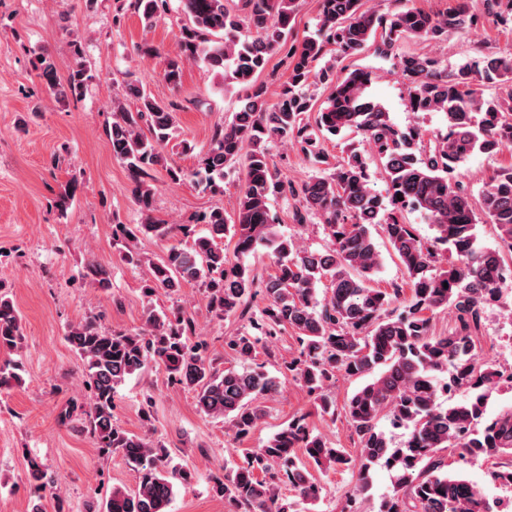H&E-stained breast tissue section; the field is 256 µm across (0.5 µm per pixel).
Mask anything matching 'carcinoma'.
I'll use <instances>...</instances> for the list:
<instances>
[{"mask_svg": "<svg viewBox=\"0 0 512 512\" xmlns=\"http://www.w3.org/2000/svg\"><path fill=\"white\" fill-rule=\"evenodd\" d=\"M297 3L237 0L231 6L229 0H180L185 25L179 51L167 58L166 82L179 86L184 61L198 58L224 80V87L250 88L234 120L215 126L195 172L167 164L176 124L174 103L157 101L136 79L126 84L136 109L112 100L107 140L113 157L127 170L144 215L134 232L119 227L131 242L139 234L164 238L171 233V226L153 215L157 167L165 169L173 184L191 176L216 190L224 169L242 164L243 184L233 215L219 207L203 214L200 222L207 233L148 261L144 290L177 291L184 283L198 282L213 316L236 314L255 333L225 341L242 366L220 373L207 341L196 334L194 318L179 307L167 313L148 310L145 327L137 331H108L98 315L70 326L67 340L85 368L84 431L102 451L120 453L137 473L134 488L112 487L103 512H169L176 486L193 480L191 472L166 466L169 452L163 442L114 424L117 387L154 363L168 379L195 391L202 413L228 421L234 437L242 439L264 414L260 399L281 385L279 378L253 364L258 345L286 328L301 346L300 356L286 369L315 396L321 413L336 414V401L328 392L336 374L373 375L343 406L359 455L353 458L326 437L312 434L302 415L265 447L246 452L242 463L224 468V477L210 486L213 497L228 500L236 512H306L321 500L323 486L300 460L301 450L322 471H352V503L367 496L372 466L384 462L395 475L378 512H512L511 499L489 501L450 472L440 455L452 449L462 462L493 459L492 483L512 489V405L487 414L488 389L512 388V372L483 362L475 344L486 308L497 301L507 273L501 250L477 247V223L482 215L495 225L512 252V165L500 168L485 186L479 215L460 181L462 167L473 155L512 148V52L442 69L430 55H399L395 50L409 38L437 42L450 30L473 28L478 18L465 4L437 16L417 8L382 15L364 8L363 0H321L318 28L290 49L288 79L271 103L257 78L270 55L287 44ZM134 5L152 23L167 11L168 0H134ZM371 45L380 56L397 58L396 67L410 80V111L443 113L446 133L427 139L417 127L394 124L384 106L366 93L373 72L355 68L338 78L334 61L319 64L328 53L347 57ZM94 78L80 64L70 72L62 94L78 97ZM313 83L330 88L319 108L306 92ZM488 84L505 90L486 97L482 87ZM347 132L362 134L369 153L352 147L330 163L323 140ZM272 142L297 147L315 165L326 166V172L295 188L273 169ZM372 157L386 180L384 196L371 188ZM288 196L299 197L297 223L312 215L321 220L326 250H305L276 232L270 202ZM406 208L431 224V241H422L412 225L399 219ZM377 232L405 270L407 297L399 287L372 286L382 267ZM228 236L239 257L233 264L221 246ZM259 245L270 249L274 260L273 273L262 280L246 263ZM441 250L448 259L439 258ZM84 277L100 288L110 286V272L99 263L88 262ZM259 294L265 304L255 313L250 302ZM403 300L405 311L395 313L393 305ZM448 308L457 314L456 327L437 336L432 317ZM22 340L19 310L1 293L0 352L19 349ZM20 370L19 362L4 361L0 388L20 383ZM460 389L473 395L444 403V395ZM383 417L394 429L410 430L401 447H392L379 427ZM27 473L34 492L54 489L37 458L27 460ZM283 484L293 498L279 495Z\"/></svg>", "mask_w": 512, "mask_h": 512, "instance_id": "1", "label": "carcinoma"}]
</instances>
